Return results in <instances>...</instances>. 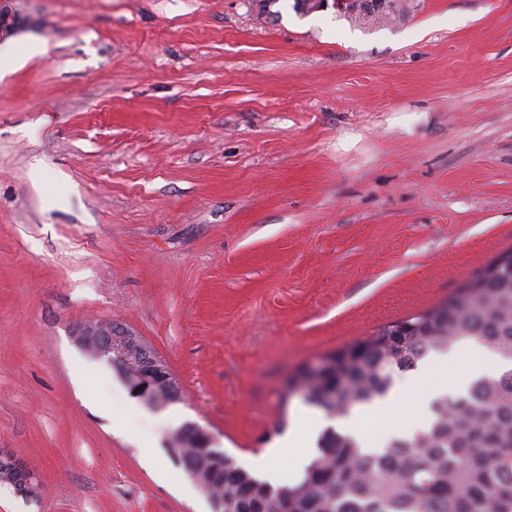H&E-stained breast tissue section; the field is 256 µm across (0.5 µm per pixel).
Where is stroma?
Wrapping results in <instances>:
<instances>
[{"label": "stroma", "instance_id": "1", "mask_svg": "<svg viewBox=\"0 0 512 512\" xmlns=\"http://www.w3.org/2000/svg\"><path fill=\"white\" fill-rule=\"evenodd\" d=\"M291 4L11 0L0 448L43 487L0 485V512H213L171 416L237 463L267 453L309 410L287 378L512 249V0L370 29ZM94 319L180 400L151 409L84 353Z\"/></svg>", "mask_w": 512, "mask_h": 512}]
</instances>
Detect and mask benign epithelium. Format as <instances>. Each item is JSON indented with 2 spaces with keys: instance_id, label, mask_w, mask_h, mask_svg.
I'll use <instances>...</instances> for the list:
<instances>
[{
  "instance_id": "7a95c632",
  "label": "benign epithelium",
  "mask_w": 512,
  "mask_h": 512,
  "mask_svg": "<svg viewBox=\"0 0 512 512\" xmlns=\"http://www.w3.org/2000/svg\"><path fill=\"white\" fill-rule=\"evenodd\" d=\"M76 344L119 372L131 389H139L152 408L180 398V388L166 362L133 331L110 320H88L73 331ZM0 484L26 498L38 497L40 475L14 451L0 448Z\"/></svg>"
}]
</instances>
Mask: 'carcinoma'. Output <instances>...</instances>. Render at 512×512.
I'll return each instance as SVG.
<instances>
[{
  "instance_id": "1",
  "label": "carcinoma",
  "mask_w": 512,
  "mask_h": 512,
  "mask_svg": "<svg viewBox=\"0 0 512 512\" xmlns=\"http://www.w3.org/2000/svg\"><path fill=\"white\" fill-rule=\"evenodd\" d=\"M410 10L408 0H381L344 18L375 27L402 21ZM499 263L449 300L326 356L324 372L298 375L283 400L299 393L328 418H341L385 398L396 374L458 344L475 341L512 360V268L498 272ZM431 413L427 429L394 438L380 452L325 429L303 476L288 485H272L227 454L218 462L191 442L183 454L187 465L214 472L202 490L224 499V512H512V371L435 399Z\"/></svg>"
}]
</instances>
